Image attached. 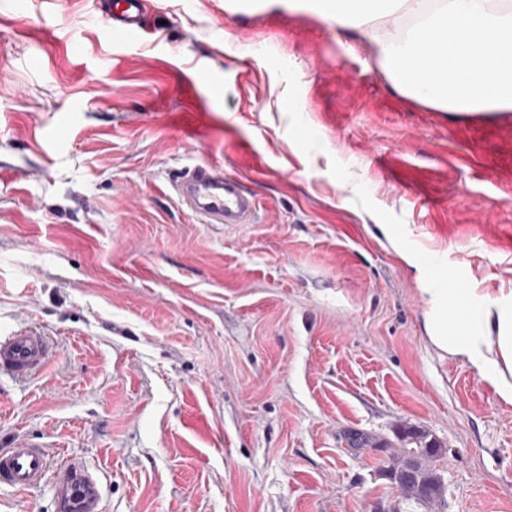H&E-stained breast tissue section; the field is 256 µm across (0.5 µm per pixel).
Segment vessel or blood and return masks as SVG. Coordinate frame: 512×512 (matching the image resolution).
Here are the masks:
<instances>
[{"mask_svg": "<svg viewBox=\"0 0 512 512\" xmlns=\"http://www.w3.org/2000/svg\"><path fill=\"white\" fill-rule=\"evenodd\" d=\"M111 41L139 40L145 33L144 0H98ZM170 186L181 205L204 224H251L258 201L244 182L223 166L199 163L181 170ZM53 349L50 337L6 327L0 329V373L26 379L40 372ZM52 481L55 512H103L102 486L90 467L78 459L56 460L51 451L28 438L0 448V489L29 491Z\"/></svg>", "mask_w": 512, "mask_h": 512, "instance_id": "1", "label": "vessel or blood"}]
</instances>
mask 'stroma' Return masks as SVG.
<instances>
[{
  "instance_id": "1",
  "label": "stroma",
  "mask_w": 512,
  "mask_h": 512,
  "mask_svg": "<svg viewBox=\"0 0 512 512\" xmlns=\"http://www.w3.org/2000/svg\"><path fill=\"white\" fill-rule=\"evenodd\" d=\"M147 26L119 44L94 0H0V326L57 345L0 377V448L83 460L103 512H393L389 445L417 426L445 512H512V405L433 349L419 292L440 253L512 298V112L397 94L283 0H149ZM202 161L256 223L180 205ZM0 512H54L52 482Z\"/></svg>"
}]
</instances>
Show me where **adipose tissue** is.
<instances>
[{
  "label": "adipose tissue",
  "instance_id": "ef3b65f1",
  "mask_svg": "<svg viewBox=\"0 0 512 512\" xmlns=\"http://www.w3.org/2000/svg\"><path fill=\"white\" fill-rule=\"evenodd\" d=\"M313 6L401 95L440 112H512V0H288ZM429 343L474 367L512 405V305L421 286Z\"/></svg>",
  "mask_w": 512,
  "mask_h": 512
}]
</instances>
